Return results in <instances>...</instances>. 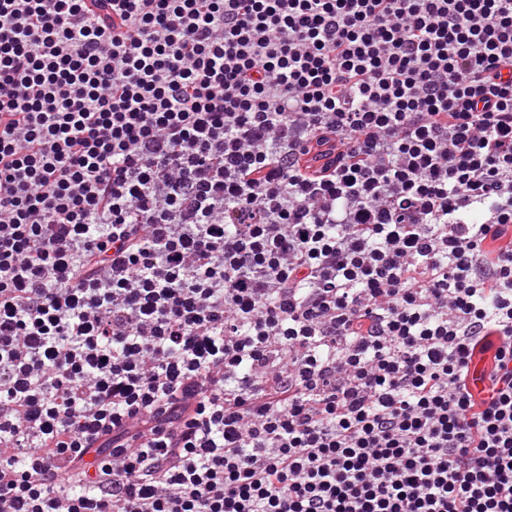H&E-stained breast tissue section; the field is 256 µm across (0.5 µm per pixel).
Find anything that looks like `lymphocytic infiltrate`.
Segmentation results:
<instances>
[{"instance_id":"obj_1","label":"lymphocytic infiltrate","mask_w":512,"mask_h":512,"mask_svg":"<svg viewBox=\"0 0 512 512\" xmlns=\"http://www.w3.org/2000/svg\"><path fill=\"white\" fill-rule=\"evenodd\" d=\"M0 364V512H512V0H0ZM111 446L112 434H105L101 440L90 443L83 456H87V459L77 466L67 465L63 469L61 483L65 490L74 493L91 491L100 479L99 456H102V448Z\"/></svg>"}]
</instances>
